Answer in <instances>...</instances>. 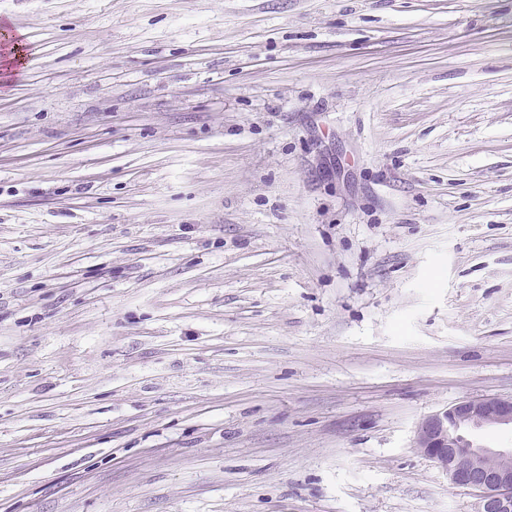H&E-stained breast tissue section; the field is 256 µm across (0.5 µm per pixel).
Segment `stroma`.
Returning <instances> with one entry per match:
<instances>
[{
    "label": "stroma",
    "instance_id": "1",
    "mask_svg": "<svg viewBox=\"0 0 512 512\" xmlns=\"http://www.w3.org/2000/svg\"><path fill=\"white\" fill-rule=\"evenodd\" d=\"M0 512H479L512 399V0H0ZM512 426V400L469 399L424 417L416 429L415 448L432 459L458 487L479 493V512H512V470L494 468L490 457L512 456V448L475 444L470 430Z\"/></svg>",
    "mask_w": 512,
    "mask_h": 512
}]
</instances>
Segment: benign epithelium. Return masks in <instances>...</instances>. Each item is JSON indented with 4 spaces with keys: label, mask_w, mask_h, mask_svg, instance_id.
<instances>
[{
    "label": "benign epithelium",
    "mask_w": 512,
    "mask_h": 512,
    "mask_svg": "<svg viewBox=\"0 0 512 512\" xmlns=\"http://www.w3.org/2000/svg\"><path fill=\"white\" fill-rule=\"evenodd\" d=\"M502 425L512 426V400L483 398L431 413L416 429L415 447L454 485L479 493V512H512V470L488 464L491 457L512 456V448H486L468 437L473 429Z\"/></svg>",
    "instance_id": "7a95c632"
}]
</instances>
